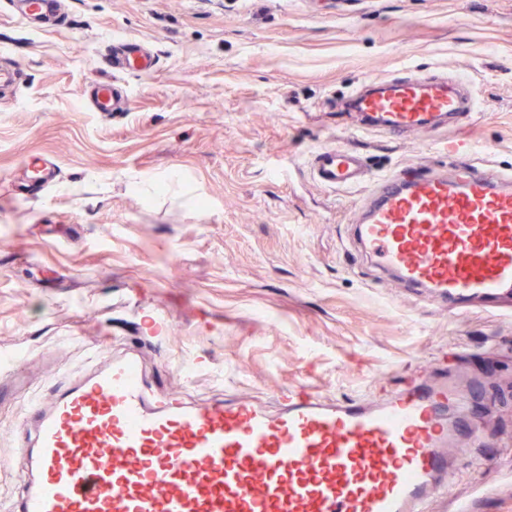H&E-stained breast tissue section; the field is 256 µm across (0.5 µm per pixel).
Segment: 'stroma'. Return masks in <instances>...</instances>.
<instances>
[{
  "mask_svg": "<svg viewBox=\"0 0 512 512\" xmlns=\"http://www.w3.org/2000/svg\"><path fill=\"white\" fill-rule=\"evenodd\" d=\"M154 54L112 67L114 44ZM0 506L24 459L18 427L88 368L135 347L149 382L198 403L278 410L288 389L364 399L461 373L484 414L428 512H512V315L457 312L376 270L350 222L368 190L316 185L308 163L357 148L371 176L422 165L512 173V0H63L51 26L0 0ZM444 75L476 103L465 134L396 138L344 107L381 79ZM118 84L125 109L82 90ZM43 159L44 187L28 164ZM184 188L145 193L146 178ZM163 338H149L154 311ZM115 66L122 72H147L152 67V58L138 43L128 42L116 54ZM90 97L97 112L112 113L113 105L117 101V94L110 82H94L84 91Z\"/></svg>",
  "mask_w": 512,
  "mask_h": 512,
  "instance_id": "stroma-1",
  "label": "stroma"
}]
</instances>
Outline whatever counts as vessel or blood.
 Listing matches in <instances>:
<instances>
[{
    "label": "vessel or blood",
    "instance_id": "1",
    "mask_svg": "<svg viewBox=\"0 0 512 512\" xmlns=\"http://www.w3.org/2000/svg\"><path fill=\"white\" fill-rule=\"evenodd\" d=\"M123 72L152 58L129 42ZM111 112L112 83L85 91ZM475 104L457 82L425 76L361 88L352 123L395 136L455 124ZM357 150L325 146L310 176L331 189L362 183ZM359 247L406 287L442 302L487 305L512 295V177L474 169L387 174L353 216ZM456 381L440 379L373 402L289 392L271 412L251 402L204 406L155 397L138 356L93 367L47 404L31 402L17 445L24 478L8 512H426L447 492L449 451L476 438L454 414Z\"/></svg>",
    "mask_w": 512,
    "mask_h": 512
}]
</instances>
